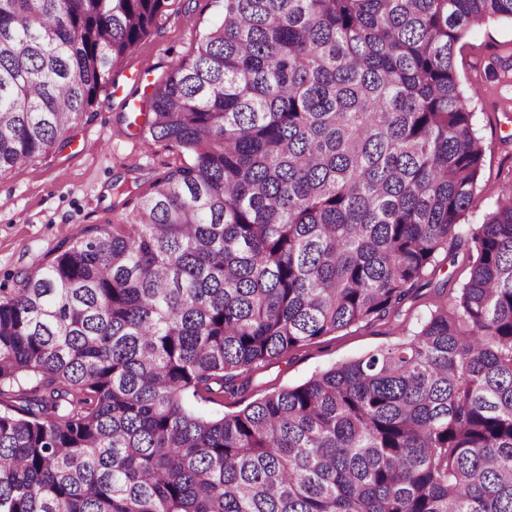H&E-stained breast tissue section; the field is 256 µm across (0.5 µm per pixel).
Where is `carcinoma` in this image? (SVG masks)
Here are the masks:
<instances>
[{"instance_id": "obj_1", "label": "carcinoma", "mask_w": 512, "mask_h": 512, "mask_svg": "<svg viewBox=\"0 0 512 512\" xmlns=\"http://www.w3.org/2000/svg\"><path fill=\"white\" fill-rule=\"evenodd\" d=\"M178 0H0V175ZM512 0H224L137 136L188 160L0 296V512H512V181L483 223L457 44ZM469 276L406 341L219 419L202 393Z\"/></svg>"}]
</instances>
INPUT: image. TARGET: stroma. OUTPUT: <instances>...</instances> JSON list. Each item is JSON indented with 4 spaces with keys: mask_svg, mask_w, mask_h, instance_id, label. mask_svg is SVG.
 <instances>
[{
    "mask_svg": "<svg viewBox=\"0 0 512 512\" xmlns=\"http://www.w3.org/2000/svg\"><path fill=\"white\" fill-rule=\"evenodd\" d=\"M223 16L222 0H180L160 32L145 38L113 71V85L88 119L44 158L0 175V290L37 273L65 240L119 219L116 176L147 181L183 157L165 142L143 149L129 125L133 112ZM512 56V22L488 21L457 45L454 69L484 149L481 178L467 224L482 223L504 180L512 178V83L496 59ZM464 247L440 255L416 296L390 321L361 323L259 364L241 375L233 394H204L194 407L220 417L266 395L302 384L338 363L391 347L416 331L435 301L453 294L467 270Z\"/></svg>",
    "mask_w": 512,
    "mask_h": 512,
    "instance_id": "obj_1",
    "label": "stroma"
}]
</instances>
